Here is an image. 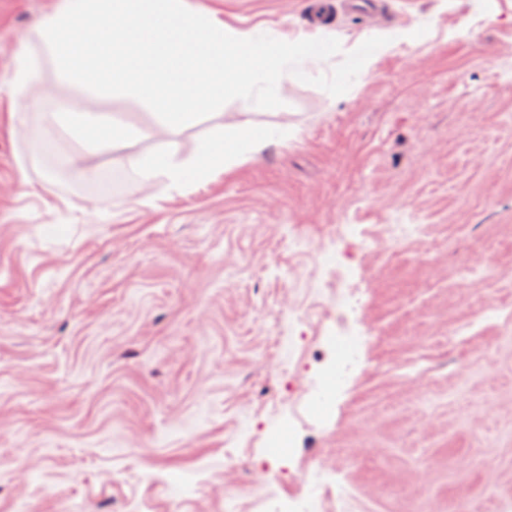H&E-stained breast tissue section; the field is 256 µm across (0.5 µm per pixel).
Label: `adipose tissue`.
Listing matches in <instances>:
<instances>
[{
	"label": "adipose tissue",
	"mask_w": 512,
	"mask_h": 512,
	"mask_svg": "<svg viewBox=\"0 0 512 512\" xmlns=\"http://www.w3.org/2000/svg\"><path fill=\"white\" fill-rule=\"evenodd\" d=\"M287 135L284 128L273 133L261 132L242 121L202 141L191 160H179L174 151L168 150L136 158L133 167L141 185L151 184L162 176L178 185L201 182L223 172L228 164L243 160L245 154L261 152L272 138L282 139Z\"/></svg>",
	"instance_id": "adipose-tissue-1"
}]
</instances>
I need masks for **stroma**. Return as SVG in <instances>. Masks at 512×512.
<instances>
[{
	"instance_id": "stroma-1",
	"label": "stroma",
	"mask_w": 512,
	"mask_h": 512,
	"mask_svg": "<svg viewBox=\"0 0 512 512\" xmlns=\"http://www.w3.org/2000/svg\"><path fill=\"white\" fill-rule=\"evenodd\" d=\"M56 0H0V98ZM186 0L225 26L343 52L387 45L334 97L283 76L241 100L86 151L52 122L76 92L47 71L0 112V512H502L512 505V0ZM249 120L287 138L204 182L139 186L132 158L192 159ZM121 188L83 192L34 138ZM341 253V269L321 263ZM340 330L361 340L330 401ZM298 467L273 483L268 432Z\"/></svg>"
}]
</instances>
